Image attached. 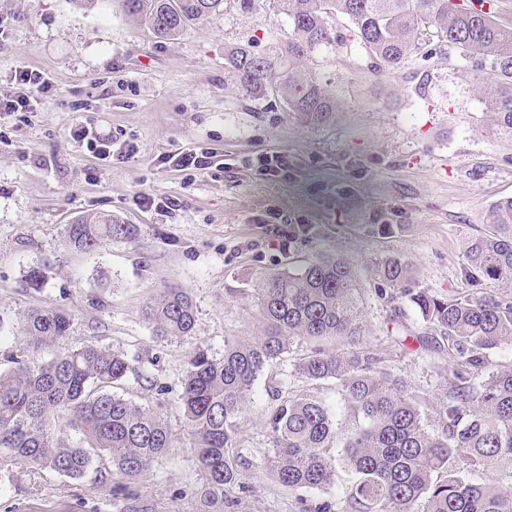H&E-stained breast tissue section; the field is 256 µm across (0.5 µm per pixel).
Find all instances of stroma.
I'll return each mask as SVG.
<instances>
[{
	"mask_svg": "<svg viewBox=\"0 0 512 512\" xmlns=\"http://www.w3.org/2000/svg\"><path fill=\"white\" fill-rule=\"evenodd\" d=\"M288 32L275 0H254L248 11L224 0L223 15L169 39L125 15L117 0H0V95L14 91L20 60L54 82L35 111L0 121V372L18 358L37 367L54 356L52 346L28 349L17 332L35 309L67 314L69 343L124 354L130 370L120 395L155 408L171 437L170 452L135 485L154 512H199L201 480L179 400L187 358L200 344L222 356L225 340L255 335L260 278L299 269L318 253L353 264L369 348L391 350V368L427 398V422L435 424L448 366L429 348L437 331L413 307L398 313L377 296L371 264L398 256L418 287L459 291L468 241L487 231L496 203L512 199V136L491 125L458 50L429 34L389 71L355 48L318 51L313 69L340 110L313 126L277 94L249 95L224 74L226 48L266 54L285 48ZM79 118L136 144L137 155L97 160L69 134ZM191 146L213 152L207 173L164 165ZM263 155L283 156L286 169L264 175ZM141 191L184 206L140 207ZM87 213L134 225L136 242L72 249L66 228ZM270 217L310 231L277 237L265 225ZM382 224L393 233L379 232ZM36 268L44 277L34 285L28 274ZM168 284L187 290L197 315L195 334L171 342L155 339L143 315ZM281 378L323 399L340 433L355 425L335 381L311 384L284 377L282 365L266 366L241 436L255 465L247 477L254 490L232 512H299L296 493L261 468L270 448L268 386ZM113 482L106 460L79 480L18 464L0 471V512H122Z\"/></svg>",
	"mask_w": 512,
	"mask_h": 512,
	"instance_id": "1",
	"label": "stroma"
}]
</instances>
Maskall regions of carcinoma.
Masks as SVG:
<instances>
[{"label": "carcinoma", "instance_id": "1", "mask_svg": "<svg viewBox=\"0 0 512 512\" xmlns=\"http://www.w3.org/2000/svg\"><path fill=\"white\" fill-rule=\"evenodd\" d=\"M493 2L277 0L291 26L285 50L263 55L232 47L224 54V71L245 92H275L304 122L322 125L335 118L339 105L308 61L336 43V15L348 18L381 70L405 63L432 31L462 53L479 75L493 125L512 134V26L496 21ZM121 6L159 38L224 13V0H121ZM490 220L493 232L471 238L465 248L463 275L470 282L512 281V199L497 203ZM136 236L135 226L104 213L81 216L66 230L67 244L87 252L108 241L133 243ZM373 272L379 298L408 300L441 335L448 373L437 429L424 426L425 398L386 368L383 352L363 347V292L352 264L317 254L297 271L261 278L255 289L260 335L225 341L219 358L200 345L187 360L179 399L205 507L232 508L240 498L227 491L250 492L245 476L253 462L240 443L245 404L266 365L286 362L292 345L301 343L309 349L293 372L312 384L336 381L343 401L366 424L344 438L336 455L339 435L326 403L291 392L285 379L270 387L273 405L265 426L271 451L262 465L272 479L290 491H322L336 484L341 464L355 475L340 508L300 497V512H512V484L501 482L512 477V363L489 360L491 351L512 344V293L463 288L442 296L414 288L411 265L397 257L374 263ZM146 317L160 340L196 331L192 299L176 285L158 291ZM70 328L62 312L33 310L20 333L27 346L42 349ZM128 370L124 354L83 343L37 368L19 361L0 372V469L24 464L79 480L93 461L106 457L119 477L112 495L125 501L123 512H149L151 507L136 505L139 496L130 484L168 453L170 433L155 409L111 391ZM70 429L82 438L72 440ZM476 469L488 473L487 481L469 480Z\"/></svg>", "mask_w": 512, "mask_h": 512}]
</instances>
